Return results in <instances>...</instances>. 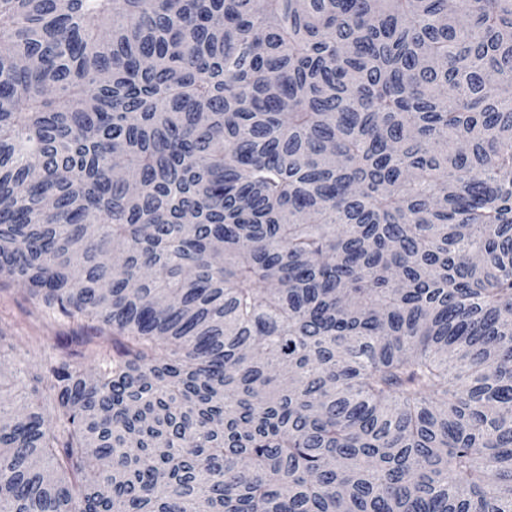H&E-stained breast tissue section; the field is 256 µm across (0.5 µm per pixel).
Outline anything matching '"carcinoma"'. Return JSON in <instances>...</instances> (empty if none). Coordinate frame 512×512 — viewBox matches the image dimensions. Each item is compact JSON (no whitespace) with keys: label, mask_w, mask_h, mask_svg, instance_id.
Masks as SVG:
<instances>
[{"label":"carcinoma","mask_w":512,"mask_h":512,"mask_svg":"<svg viewBox=\"0 0 512 512\" xmlns=\"http://www.w3.org/2000/svg\"><path fill=\"white\" fill-rule=\"evenodd\" d=\"M0 202V512H512V0H0ZM1 317L15 321L3 341L2 373H9L22 366L35 372L42 358L64 354H69L76 364L87 371L94 367L89 348L81 342L88 336H96V322L66 321L48 326L52 317L49 310L21 282L6 278L2 281L0 279ZM34 336L49 338L38 340Z\"/></svg>","instance_id":"1"}]
</instances>
